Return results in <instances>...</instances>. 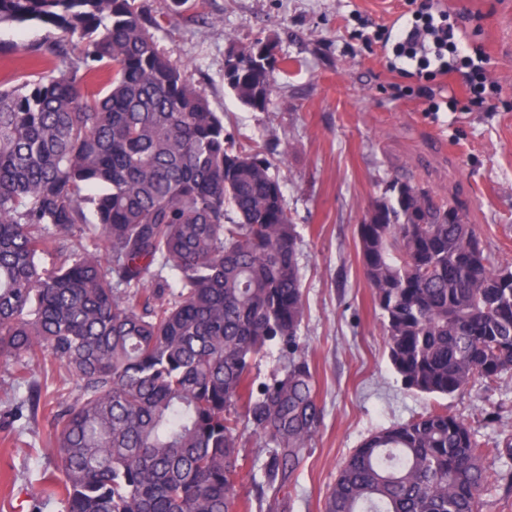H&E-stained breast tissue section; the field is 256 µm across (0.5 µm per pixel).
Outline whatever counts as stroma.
Instances as JSON below:
<instances>
[{"label":"stroma","mask_w":512,"mask_h":512,"mask_svg":"<svg viewBox=\"0 0 512 512\" xmlns=\"http://www.w3.org/2000/svg\"><path fill=\"white\" fill-rule=\"evenodd\" d=\"M421 0H147L161 51L223 113L237 144L268 143L299 234L305 312L299 329L316 383L320 425L278 495L261 489L266 437L240 439L247 512H325L337 472L373 432L441 408L487 447L512 434V375L448 396L408 390L392 368L380 309L363 278L358 226L400 177L457 199L494 263H512V0H458L448 12L465 55L447 51L429 100L415 74L390 70L389 19L425 16ZM292 60L264 112L224 79L230 45L267 36ZM50 419L0 427V512H62L46 499Z\"/></svg>","instance_id":"1"}]
</instances>
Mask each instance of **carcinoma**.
<instances>
[{
    "label": "carcinoma",
    "mask_w": 512,
    "mask_h": 512,
    "mask_svg": "<svg viewBox=\"0 0 512 512\" xmlns=\"http://www.w3.org/2000/svg\"><path fill=\"white\" fill-rule=\"evenodd\" d=\"M37 47L0 88V358L12 420L48 412V498L64 512H240L239 439L272 444L277 493L320 410L298 329V234L274 163L228 141L224 117L157 45L146 0H0ZM287 66L273 39L230 49L224 79L265 112ZM367 287L404 385L451 395L512 374V265L461 209L394 178L359 225ZM276 342L283 375L254 387ZM50 356L78 395L46 393ZM463 419L430 408L343 463L326 512H482L501 475Z\"/></svg>",
    "instance_id": "cac0c4a2"
}]
</instances>
